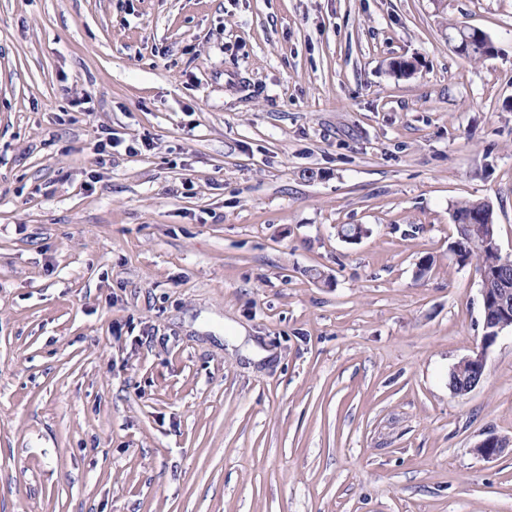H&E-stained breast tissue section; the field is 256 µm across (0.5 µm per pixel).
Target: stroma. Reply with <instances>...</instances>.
Instances as JSON below:
<instances>
[{
  "label": "stroma",
  "instance_id": "stroma-1",
  "mask_svg": "<svg viewBox=\"0 0 512 512\" xmlns=\"http://www.w3.org/2000/svg\"><path fill=\"white\" fill-rule=\"evenodd\" d=\"M466 199L512 254V0H0V512H512ZM474 31L479 32V30L475 28L468 31L467 29L462 28L457 30L456 33L450 34L448 36V40L454 43V48L459 53L465 54L464 46L470 41L469 34L473 33ZM481 35V37H474L470 42L465 54L467 58L478 61L493 54L494 47L492 42H490L482 32Z\"/></svg>",
  "mask_w": 512,
  "mask_h": 512
}]
</instances>
